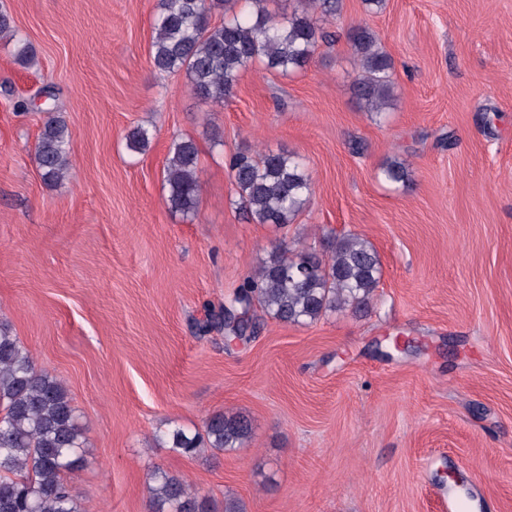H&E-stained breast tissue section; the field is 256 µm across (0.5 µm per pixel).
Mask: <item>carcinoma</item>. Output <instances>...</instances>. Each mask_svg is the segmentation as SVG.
<instances>
[{"mask_svg": "<svg viewBox=\"0 0 512 512\" xmlns=\"http://www.w3.org/2000/svg\"><path fill=\"white\" fill-rule=\"evenodd\" d=\"M160 0L151 43L153 67L163 73H185L201 101L222 106L242 71L259 61L271 73L288 75L305 69L319 43L330 34L319 18L336 16L340 0H298L300 7L274 19L266 0ZM224 11L221 23L210 22L214 10ZM0 35L20 44L17 60L35 63L32 49L18 37L11 16L0 11ZM348 45L357 57L353 81L365 111L382 114L393 98L392 59L367 26L352 29ZM152 133L143 126L129 129L126 148L140 153ZM71 134L67 121L45 113L35 162L42 178L59 183L70 169ZM198 151L182 139L169 148L164 178L168 204L193 220L198 214ZM227 168L238 194L237 205L253 224L286 226L310 203L312 182L302 160L289 152L267 150L258 155L238 152ZM391 183L409 179L408 166L390 161L381 170ZM327 257L313 252H269L257 271L244 277L217 315L228 340H248L259 322L249 316L255 307L283 324L309 325L329 312L368 309L382 268L378 253L364 237L348 234L328 238ZM251 423L239 413L218 412L205 422L204 433L175 428L156 442L194 457L216 455L242 447ZM85 438L63 382L36 367L29 350L0 324V512H82L73 475L85 463ZM147 494L151 512H211L208 500L183 477L160 469L150 473Z\"/></svg>", "mask_w": 512, "mask_h": 512, "instance_id": "cac0c4a2", "label": "carcinoma"}]
</instances>
